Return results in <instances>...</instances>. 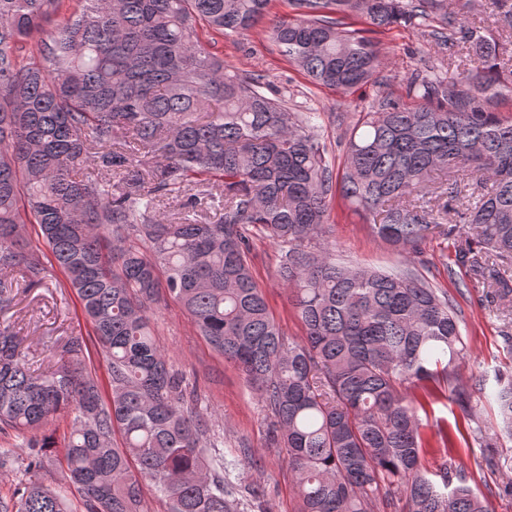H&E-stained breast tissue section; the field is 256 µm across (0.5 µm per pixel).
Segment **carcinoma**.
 I'll return each instance as SVG.
<instances>
[{
	"instance_id": "carcinoma-1",
	"label": "carcinoma",
	"mask_w": 512,
	"mask_h": 512,
	"mask_svg": "<svg viewBox=\"0 0 512 512\" xmlns=\"http://www.w3.org/2000/svg\"><path fill=\"white\" fill-rule=\"evenodd\" d=\"M0 0V312L12 276L44 283V258L80 299L107 363V385L63 363L31 371L23 340L0 324V432L28 433V469L51 466L38 430L71 415L68 483L83 512H149L143 484L167 512H244L224 458L158 344L150 305L166 293L207 343L255 388L288 449L301 512H490L464 466L429 476L409 385L445 384L476 419L495 402L512 438V377L455 384L466 357L461 310L408 267L336 261L322 241L330 203L347 201L397 252L429 235L453 265L500 295L512 260V120L492 111L512 69L497 42L448 12L447 0H295L300 17L270 30L316 85H388L381 50L362 30L430 28L461 35L477 65L449 82L435 66L388 93L350 131L340 170L309 113L293 112L210 51L199 31L256 29L270 0ZM512 31V0H493ZM222 200L213 222L160 211L170 195L195 210L194 188ZM39 227L43 252L19 227ZM280 246L278 273L304 327L285 337L250 269L252 234ZM0 512H72L64 493L30 481L0 495Z\"/></svg>"
}]
</instances>
